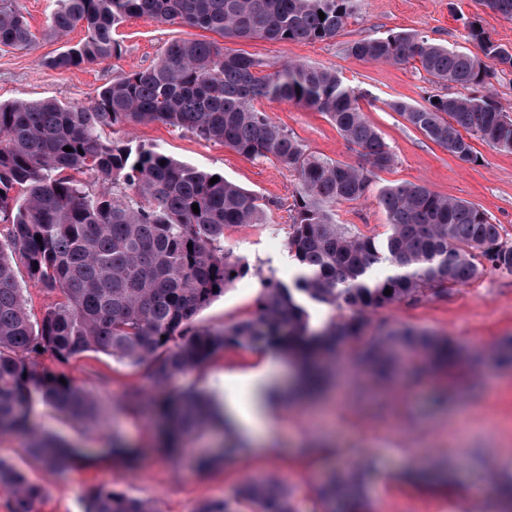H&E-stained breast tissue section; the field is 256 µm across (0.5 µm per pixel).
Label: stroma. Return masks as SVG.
Listing matches in <instances>:
<instances>
[{
	"mask_svg": "<svg viewBox=\"0 0 512 512\" xmlns=\"http://www.w3.org/2000/svg\"><path fill=\"white\" fill-rule=\"evenodd\" d=\"M36 42L27 48L0 46V103L50 99L84 104L104 84L153 65L173 41L215 40V33L148 17L131 18L117 30L119 57L102 64L56 71L43 64L64 43H77L83 28L66 39L42 38L57 0H18ZM476 14L472 0H359L358 10L336 39L287 43L260 39L224 40L260 61L267 74L290 59L336 71L361 92L360 106L396 156L381 183L410 182L479 205L512 242V153L476 143L478 160L465 163L437 146L392 112L394 99L423 102L433 94H453V85L429 82L413 65L362 62L346 55V43L392 31L414 32L451 48L467 43L464 28ZM263 110L288 129L309 151L357 166L362 159L321 113L288 103H263ZM107 141L154 144L171 158L218 172L267 204V221L224 233V249L241 260L245 273L227 285L196 317L198 325L218 328L253 316L267 280L289 282L295 265L287 238L294 214L297 176L277 161L252 160L223 144L159 122L118 124L102 131ZM337 223L365 235L385 237L388 221L375 196L336 207ZM372 324L426 327L462 343L470 352L462 370L448 374L407 373L381 382L356 367L350 353L339 354L329 386L315 403L281 401L274 430L262 450L203 472L195 456L217 447L212 431L184 435L178 454L161 449L151 403L158 388L145 368L129 367L110 356L87 352L67 363L51 354L42 369L65 374L102 406V425L91 428L33 399L29 421L40 433L71 443L82 452L70 471L55 472L27 456V438L0 436V460L43 487L39 512H85L90 494L110 486L149 501L155 512H197L206 500L233 496L245 479L264 475L281 482L299 512H312L318 487L333 474L357 469L365 474L361 512H501L493 481L512 478V367L496 358L499 343L512 336V275L487 272L450 287L443 296L400 302L377 310ZM264 350H228L204 369L186 373L175 388H192L218 404L247 402L244 375L258 369ZM138 388L139 408L120 404L123 393ZM144 449L134 467L114 464L113 435Z\"/></svg>",
	"mask_w": 512,
	"mask_h": 512,
	"instance_id": "obj_1",
	"label": "stroma"
}]
</instances>
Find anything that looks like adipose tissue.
Here are the masks:
<instances>
[{
	"instance_id": "ef3b65f1",
	"label": "adipose tissue",
	"mask_w": 512,
	"mask_h": 512,
	"mask_svg": "<svg viewBox=\"0 0 512 512\" xmlns=\"http://www.w3.org/2000/svg\"><path fill=\"white\" fill-rule=\"evenodd\" d=\"M275 362L274 354H267L264 372L253 375L250 379L251 399L246 408H238L236 403H229L228 413L236 429L249 439H260L268 435L275 426L273 411L274 395L270 393V365Z\"/></svg>"
}]
</instances>
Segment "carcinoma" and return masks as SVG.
I'll return each mask as SVG.
<instances>
[{"instance_id": "cac0c4a2", "label": "carcinoma", "mask_w": 512, "mask_h": 512, "mask_svg": "<svg viewBox=\"0 0 512 512\" xmlns=\"http://www.w3.org/2000/svg\"><path fill=\"white\" fill-rule=\"evenodd\" d=\"M357 2L58 0L44 36L61 38L79 25L86 36L43 64L68 71L117 57L122 46L113 32L127 19L142 16L225 39L328 41L344 30ZM474 3L512 19V0ZM320 11L325 18H319ZM466 39L474 50L398 31L351 41L345 52L364 62H414L434 82L463 89L492 85L495 72L486 59L512 69V48L487 36L479 17L466 23ZM34 41L17 0H0V46L26 48ZM260 66L215 41L178 40L155 64L104 85L85 104H0V435L25 434L26 451L48 466L67 469L77 452L30 428L32 397L91 425L100 421V411L90 394L61 383L60 374L39 369L38 358L47 352L63 363L101 352L120 364L146 367L154 384L169 387L226 350L267 347L296 363V386L313 391L326 376L319 359L347 349L364 371L393 381L409 360L446 370L463 360L464 349L421 327L382 325L370 336L368 312L446 294L448 287L487 269L512 274V243L501 240L499 225L475 204L422 185L379 187L377 200L389 226L381 240L336 223V205L367 197L376 172L391 169L395 156L366 119L360 94L336 72L289 61L261 75L256 72ZM263 101H286L323 113L360 149L363 164L308 151L256 108ZM387 106L462 162L478 160L473 138L512 152V115L490 95L444 94L424 104L392 100ZM128 122L186 129L247 158L274 159L296 173L287 243L296 274L288 284L268 281L253 317L219 329L195 323L243 269L224 252V230L264 223L266 204L222 175L210 183L214 174L178 162L154 145L102 140L100 130ZM65 146L72 151H64ZM85 171L97 175L98 186L73 176ZM382 264L394 273L373 276L374 267ZM21 267L43 291L60 296L36 322L19 280ZM307 302L326 305L334 315L315 328ZM156 409L167 421L162 440L168 448L179 447L186 432L229 424L211 397L192 389L168 395ZM246 450L243 442L227 439L217 455H206L200 465ZM112 456L133 463L139 453L114 436ZM0 487L12 493V512H37L44 496L1 461ZM359 495L360 477L350 470L317 491L313 512H346ZM87 512L152 510L141 499L102 487ZM197 512L297 510L283 485L256 475L234 499L204 502Z\"/></svg>"}]
</instances>
